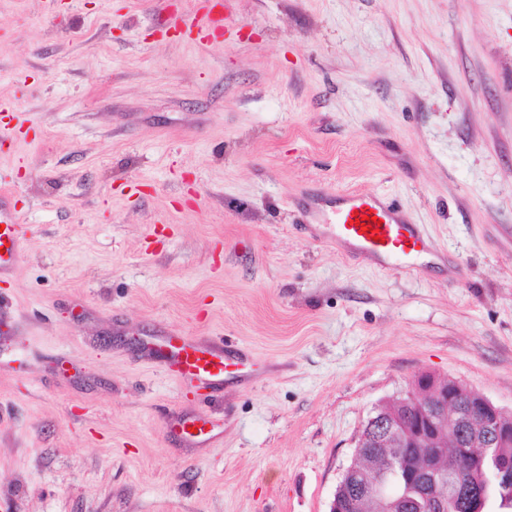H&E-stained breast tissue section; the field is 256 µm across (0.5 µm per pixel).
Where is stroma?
I'll return each mask as SVG.
<instances>
[{"mask_svg":"<svg viewBox=\"0 0 512 512\" xmlns=\"http://www.w3.org/2000/svg\"><path fill=\"white\" fill-rule=\"evenodd\" d=\"M179 2L0 0V512H328L418 373L512 415V0H224L205 43ZM348 191L426 259L327 239ZM166 331L249 379L187 382ZM7 183L5 178L0 177V225L4 226L0 232V248H5V252L0 254V273L23 260L26 245V234L23 224H20V216L5 201L9 193Z\"/></svg>","mask_w":512,"mask_h":512,"instance_id":"1","label":"stroma"}]
</instances>
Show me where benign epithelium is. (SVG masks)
Wrapping results in <instances>:
<instances>
[{"instance_id": "7a95c632", "label": "benign epithelium", "mask_w": 512, "mask_h": 512, "mask_svg": "<svg viewBox=\"0 0 512 512\" xmlns=\"http://www.w3.org/2000/svg\"><path fill=\"white\" fill-rule=\"evenodd\" d=\"M395 407L376 409L359 430L354 457L370 472L348 468L329 512H448V493L467 488L468 460L512 445V418L486 396L423 371Z\"/></svg>"}]
</instances>
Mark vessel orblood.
Here are the masks:
<instances>
[{"instance_id":"1","label":"vessel or blood","mask_w":512,"mask_h":512,"mask_svg":"<svg viewBox=\"0 0 512 512\" xmlns=\"http://www.w3.org/2000/svg\"><path fill=\"white\" fill-rule=\"evenodd\" d=\"M179 21L185 33L206 38L223 29L222 0H189L182 7ZM5 179H0V273L20 263L24 258L26 234L18 212L6 202ZM374 216L382 226L381 241H374L368 228L356 226V215ZM335 240L350 244L369 258L385 260L391 256L410 257L423 252L427 240L421 230L405 223L397 210L368 194L343 196L336 207ZM159 348L169 354V363L185 379L206 387L223 384L227 374L237 372L238 363L224 355L223 344L214 341L191 340L181 336L165 335Z\"/></svg>"}]
</instances>
